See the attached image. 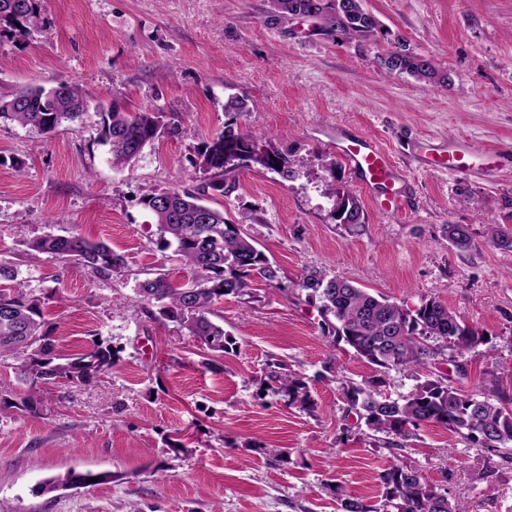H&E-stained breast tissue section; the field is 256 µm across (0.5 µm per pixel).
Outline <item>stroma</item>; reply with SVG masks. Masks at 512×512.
Instances as JSON below:
<instances>
[{
    "label": "stroma",
    "mask_w": 512,
    "mask_h": 512,
    "mask_svg": "<svg viewBox=\"0 0 512 512\" xmlns=\"http://www.w3.org/2000/svg\"><path fill=\"white\" fill-rule=\"evenodd\" d=\"M39 6V30L0 33V92L70 83L92 98L76 130L0 123V262L17 268L15 287L48 297L57 355L97 340L115 362L97 379L45 386L37 411L20 408L21 385L0 406V512H340L347 496L378 503L393 463L444 486L454 512H512V451L434 424L395 446L349 410L342 383L376 369L323 338L300 287L316 269L411 309L437 298L486 340L459 363L442 350L428 373L470 391L491 372L512 398V251L489 232H512V0H364L379 25L367 42L311 36L297 20L268 26V0ZM397 40L433 58L447 86L382 69ZM232 97L243 111H226ZM102 104L159 113L170 131L114 168L96 140ZM229 124L271 135L298 178L200 169L198 151ZM340 135L391 154L401 214L372 204L336 151ZM459 142L466 168L428 166V150ZM334 179L362 206L358 229L336 220ZM175 188L242 222L278 268L276 281L215 305L236 345L209 367L186 330L135 294L160 274L189 277L142 203ZM452 224L467 227L468 251L449 243ZM72 232L109 244L122 272L28 258L24 239ZM278 374L302 380L310 405L291 402ZM70 470L113 480L41 491Z\"/></svg>",
    "instance_id": "1"
}]
</instances>
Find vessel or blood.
<instances>
[{"mask_svg": "<svg viewBox=\"0 0 512 512\" xmlns=\"http://www.w3.org/2000/svg\"><path fill=\"white\" fill-rule=\"evenodd\" d=\"M338 151L379 209L390 214L402 212L404 201L397 167L383 148L359 138L348 140Z\"/></svg>", "mask_w": 512, "mask_h": 512, "instance_id": "1", "label": "vessel or blood"}]
</instances>
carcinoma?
<instances>
[{"mask_svg":"<svg viewBox=\"0 0 512 512\" xmlns=\"http://www.w3.org/2000/svg\"><path fill=\"white\" fill-rule=\"evenodd\" d=\"M310 11L328 35L367 41L377 33L378 22L365 11L362 0H269L265 22L285 25ZM40 26L37 0H0L1 29L28 35ZM379 64L390 73H405L427 85L448 84V75L432 58L408 51L401 42L380 57ZM90 98L89 91L71 84L7 92L0 94V122L53 133L65 123L73 126L80 121ZM99 117L97 139L110 147L115 168L138 159L147 145L168 131L160 115L149 110L126 112L114 106ZM198 156L204 170L216 173L255 168L288 180L297 174L288 151L274 147L272 138L262 133L226 127ZM327 194L339 212L337 220L352 219V227L360 226L362 209L350 192L338 190L333 181ZM142 204L155 217L160 236L169 237L167 245H175L191 279L175 284L161 274L139 284L136 294L147 303L158 304L159 317L187 330L204 353L226 352L230 339L212 319V305L226 295L244 294L256 279L274 282L277 269L247 233L229 223L224 212L204 204L198 194L171 189L146 196ZM448 238L460 251L471 247L468 230L461 224L448 225ZM24 245L33 260L51 254L96 274L111 275L125 265L123 257L106 243L89 241L78 233L27 239ZM300 287L308 291L309 300L319 301L323 337L345 343L381 373L398 369L416 375V385L396 398L382 396L385 381L381 378L342 385L341 394L350 410L365 419L371 430L407 441L421 426L437 424L483 448L490 443L495 448L512 445V402L501 395L494 374H485L471 392L452 386L446 377L421 379L428 361L438 355L436 344H446L462 359L484 343L483 336L446 304L429 298L409 310L317 270L308 272ZM43 304L42 297L21 288L0 289V360L10 357L19 362L17 380L27 387V395L21 398L27 410L34 408L42 386L60 379L88 382L114 364L111 348L98 343L76 357L58 361ZM279 381L293 401L303 406L310 402L303 381L287 376ZM95 476L99 484L112 481L110 472H73L46 481L44 488L56 491L85 485ZM379 479L384 487L379 506L347 497L341 499L342 512H452L449 500L407 466L392 464Z\"/></svg>","mask_w":512,"mask_h":512,"instance_id":"obj_1","label":"carcinoma"}]
</instances>
